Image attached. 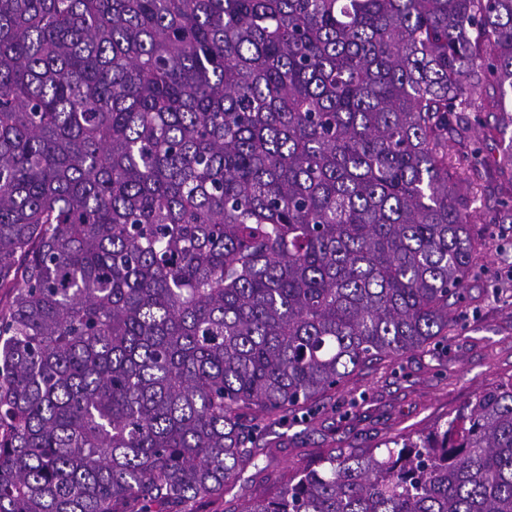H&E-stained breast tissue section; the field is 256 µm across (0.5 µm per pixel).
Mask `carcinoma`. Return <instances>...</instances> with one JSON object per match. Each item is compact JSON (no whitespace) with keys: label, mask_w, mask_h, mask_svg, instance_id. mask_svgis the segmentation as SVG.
Wrapping results in <instances>:
<instances>
[{"label":"carcinoma","mask_w":512,"mask_h":512,"mask_svg":"<svg viewBox=\"0 0 512 512\" xmlns=\"http://www.w3.org/2000/svg\"><path fill=\"white\" fill-rule=\"evenodd\" d=\"M509 92L512 0H0V512H194L448 335ZM384 446L236 512H512V380ZM482 122L485 127H476L472 131L471 136L473 139L483 140V154L486 156L487 162L489 163L493 157L499 156L501 145H508L510 139L512 138V124L502 128L503 132L497 134L495 131L489 133V129H492L493 126L498 123L495 114H488V112H483Z\"/></svg>","instance_id":"carcinoma-1"}]
</instances>
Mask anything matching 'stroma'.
Returning <instances> with one entry per match:
<instances>
[{"mask_svg":"<svg viewBox=\"0 0 512 512\" xmlns=\"http://www.w3.org/2000/svg\"><path fill=\"white\" fill-rule=\"evenodd\" d=\"M479 180L481 219L473 232L487 248L457 327L430 348L357 370L314 414L270 423L259 438L258 468H247L223 500L197 512H234L239 498L272 495L292 468L316 462L327 449L369 451L430 429L475 393L512 378V215L501 206L512 192V170L489 163Z\"/></svg>","mask_w":512,"mask_h":512,"instance_id":"stroma-1","label":"stroma"}]
</instances>
